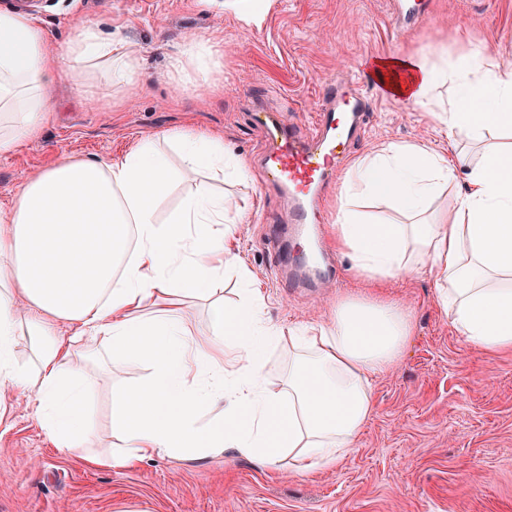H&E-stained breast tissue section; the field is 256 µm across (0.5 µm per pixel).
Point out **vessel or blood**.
I'll return each mask as SVG.
<instances>
[{
	"label": "vessel or blood",
	"mask_w": 512,
	"mask_h": 512,
	"mask_svg": "<svg viewBox=\"0 0 512 512\" xmlns=\"http://www.w3.org/2000/svg\"><path fill=\"white\" fill-rule=\"evenodd\" d=\"M369 108L363 92L338 89L330 92L326 108L306 131L283 122L274 112L259 110L253 114V123L265 138L259 156L264 182L279 192L288 207L289 233L277 227L271 230L285 287L317 288L326 275L323 252L292 250L288 242L326 235L317 216L319 202L334 180L337 163L350 154L361 135Z\"/></svg>",
	"instance_id": "b4317fda"
}]
</instances>
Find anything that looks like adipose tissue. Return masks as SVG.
I'll list each match as a JSON object with an SVG mask.
<instances>
[{"instance_id":"adipose-tissue-1","label":"adipose tissue","mask_w":512,"mask_h":512,"mask_svg":"<svg viewBox=\"0 0 512 512\" xmlns=\"http://www.w3.org/2000/svg\"><path fill=\"white\" fill-rule=\"evenodd\" d=\"M76 75L128 85L140 76V50L82 30L62 52L48 49L31 16L0 12V155L38 136L50 110L59 58ZM388 93L430 106L449 143L466 138L477 159L447 155L423 141L388 143L345 170L330 232L367 293L337 299L328 325L284 328L267 322L251 280L229 307L220 297L232 260L225 230L241 205L213 180H248L245 162L225 153L221 136L175 129L147 137L120 160L62 155L25 178L0 209V417L32 404L55 447L108 468L156 456L199 461L232 450L296 473L340 465L370 420L375 379L397 365L414 334L411 315L374 290L393 276L427 269L436 301L474 350L512 349V62L483 48L460 51L454 65L404 54L374 62ZM455 95L434 105L438 88ZM176 146L172 169L159 143ZM206 172L166 219L157 210L175 175ZM466 189L436 201L458 177ZM361 197L389 203L403 220L367 221ZM210 303L205 331L192 303ZM99 337L114 360L145 365L137 386L112 400L111 449L92 446L84 399L94 385L80 343ZM28 341L36 364L14 351ZM288 346V387L266 378L267 355ZM221 415L200 422L213 400Z\"/></svg>"}]
</instances>
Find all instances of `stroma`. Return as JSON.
<instances>
[{
  "mask_svg": "<svg viewBox=\"0 0 512 512\" xmlns=\"http://www.w3.org/2000/svg\"><path fill=\"white\" fill-rule=\"evenodd\" d=\"M260 6L270 12L263 31L251 26ZM33 16L58 50L75 37L76 20L135 44L141 77L122 88L97 76L62 78L40 135L0 156V208L64 153L110 162L167 130L223 135L252 172L250 182L222 185L246 206L232 226L235 265L224 274V302L239 301V273L247 271L263 291L266 318L281 326L331 322L337 298L360 284L336 252L340 283L288 296L274 288L266 221L287 223L288 210L263 182L252 112L263 106L311 124L328 86L363 77L380 57H453L475 44L512 59V0H425L408 32L396 25L392 0H41ZM192 45L198 64L175 68ZM369 96L354 157L388 142L447 149L445 131L423 106L395 104L375 89ZM383 294L412 315L414 335L399 365L375 380L374 413L339 466L279 473L227 455L93 466L54 448L31 407L18 402L0 424V512H512V350L470 348L438 307L429 275L396 276ZM83 347L99 377L88 406L102 450L112 443L113 391L145 371L105 362L101 340L84 339Z\"/></svg>",
  "mask_w": 512,
  "mask_h": 512,
  "instance_id": "stroma-1",
  "label": "stroma"
}]
</instances>
